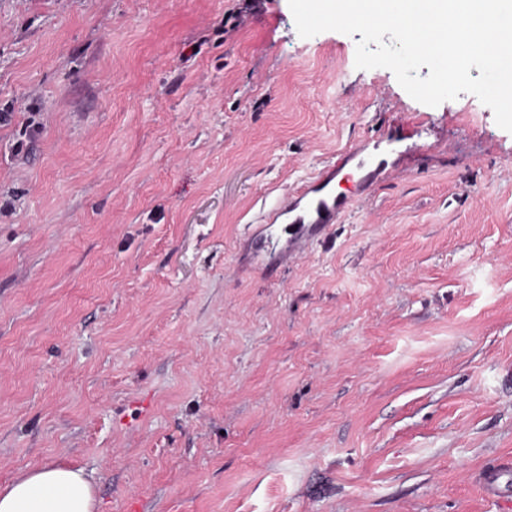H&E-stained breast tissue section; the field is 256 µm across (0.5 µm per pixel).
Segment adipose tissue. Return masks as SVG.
Here are the masks:
<instances>
[{
    "instance_id": "obj_1",
    "label": "adipose tissue",
    "mask_w": 512,
    "mask_h": 512,
    "mask_svg": "<svg viewBox=\"0 0 512 512\" xmlns=\"http://www.w3.org/2000/svg\"><path fill=\"white\" fill-rule=\"evenodd\" d=\"M94 486L83 470L43 466L0 486V512H95Z\"/></svg>"
}]
</instances>
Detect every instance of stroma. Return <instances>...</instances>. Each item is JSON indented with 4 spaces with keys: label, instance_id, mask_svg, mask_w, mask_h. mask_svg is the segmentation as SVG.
Here are the masks:
<instances>
[{
    "label": "stroma",
    "instance_id": "1",
    "mask_svg": "<svg viewBox=\"0 0 512 512\" xmlns=\"http://www.w3.org/2000/svg\"><path fill=\"white\" fill-rule=\"evenodd\" d=\"M288 0H0V485L97 512H499L512 133ZM384 172L278 276L280 199ZM94 486L82 469L43 466L0 486V512H94Z\"/></svg>",
    "mask_w": 512,
    "mask_h": 512
}]
</instances>
